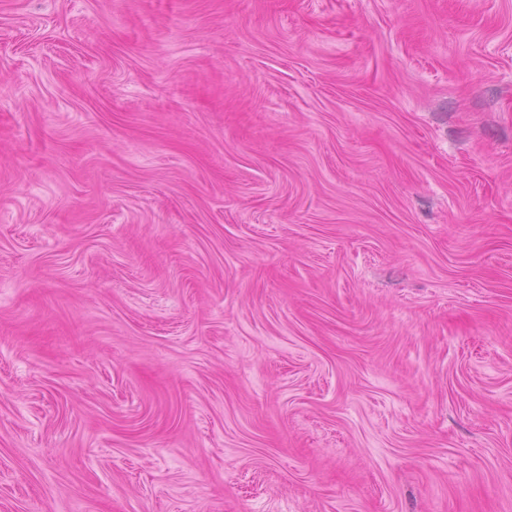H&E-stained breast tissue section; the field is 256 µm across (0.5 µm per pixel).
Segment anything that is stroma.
<instances>
[{
    "instance_id": "35a3bbf8",
    "label": "stroma",
    "mask_w": 512,
    "mask_h": 512,
    "mask_svg": "<svg viewBox=\"0 0 512 512\" xmlns=\"http://www.w3.org/2000/svg\"><path fill=\"white\" fill-rule=\"evenodd\" d=\"M0 512H512V0H0Z\"/></svg>"
}]
</instances>
